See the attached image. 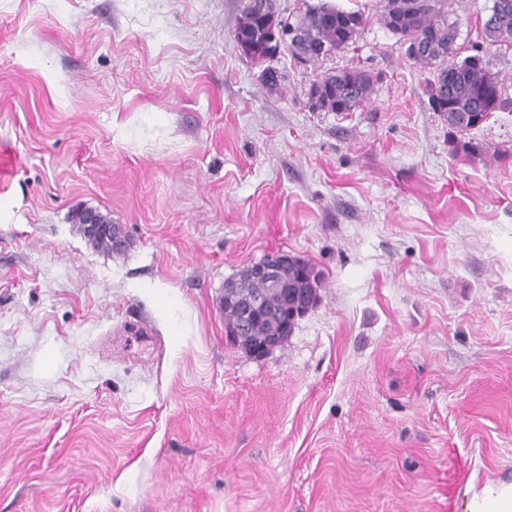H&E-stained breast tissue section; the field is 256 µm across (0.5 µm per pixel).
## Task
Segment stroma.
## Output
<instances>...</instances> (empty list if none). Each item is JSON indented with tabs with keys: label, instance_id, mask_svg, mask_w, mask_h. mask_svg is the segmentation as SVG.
<instances>
[{
	"label": "stroma",
	"instance_id": "35a3bbf8",
	"mask_svg": "<svg viewBox=\"0 0 512 512\" xmlns=\"http://www.w3.org/2000/svg\"><path fill=\"white\" fill-rule=\"evenodd\" d=\"M278 87L245 0H0V512H472L512 485V112L450 154L377 21ZM492 0H448L462 55ZM377 76L351 112L313 81ZM121 225L90 245L76 213ZM320 298L256 358L225 283L276 252Z\"/></svg>",
	"mask_w": 512,
	"mask_h": 512
}]
</instances>
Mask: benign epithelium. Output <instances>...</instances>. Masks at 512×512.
Listing matches in <instances>:
<instances>
[{
    "label": "benign epithelium",
    "mask_w": 512,
    "mask_h": 512,
    "mask_svg": "<svg viewBox=\"0 0 512 512\" xmlns=\"http://www.w3.org/2000/svg\"><path fill=\"white\" fill-rule=\"evenodd\" d=\"M84 237L91 243L103 242L112 252L119 253L127 246V236L118 224H111L95 210H84L79 220ZM294 266V273L300 278L307 275L309 268L295 260V256L281 252L273 258H264L248 266L241 276L226 284V299L222 308L234 307L241 314V320L231 332L232 339L251 349L254 356L267 354L280 346L286 339L288 327L280 332L267 335L258 332L255 318L267 311V295L277 292L290 297L294 308L293 318L306 314L313 303V296L299 288L288 293V265Z\"/></svg>",
    "instance_id": "1"
}]
</instances>
